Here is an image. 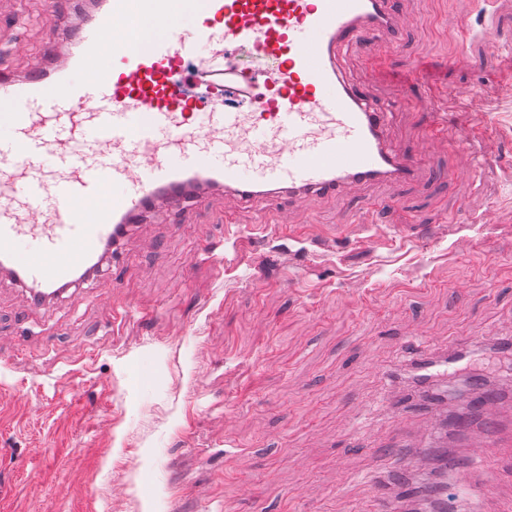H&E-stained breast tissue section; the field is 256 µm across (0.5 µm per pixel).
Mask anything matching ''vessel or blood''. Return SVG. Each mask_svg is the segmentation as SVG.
<instances>
[{
    "mask_svg": "<svg viewBox=\"0 0 512 512\" xmlns=\"http://www.w3.org/2000/svg\"><path fill=\"white\" fill-rule=\"evenodd\" d=\"M394 0H99L54 37L61 57L0 76V277L41 307L80 298L117 270L149 206L179 213L187 196L263 200L287 229L310 194L353 196L405 182L415 156L386 137L390 105L366 82L394 47ZM136 39L116 42L118 29ZM381 40L355 82L343 53ZM461 149L459 172L483 157ZM429 383L460 353H409ZM472 448L451 480L462 499L497 493L481 472L512 447V424L464 418Z\"/></svg>",
    "mask_w": 512,
    "mask_h": 512,
    "instance_id": "1",
    "label": "vessel or blood"
}]
</instances>
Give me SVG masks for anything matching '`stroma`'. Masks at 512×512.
<instances>
[{
	"mask_svg": "<svg viewBox=\"0 0 512 512\" xmlns=\"http://www.w3.org/2000/svg\"><path fill=\"white\" fill-rule=\"evenodd\" d=\"M398 7L368 93L393 106L388 138L426 179L308 198L291 214L303 239L259 236L276 221L264 201L158 209L134 227L119 287L83 301L36 308L0 280V512H370L374 477L396 501L425 482L346 432L386 428V399L422 407L409 375L390 380L409 337H512V0ZM68 21L53 0H0V69L27 70ZM458 89L456 112L425 103ZM485 121L486 162L452 176ZM219 238L233 263L202 259ZM122 301L133 316H114ZM483 380L512 385L470 366L449 375L448 403Z\"/></svg>",
	"mask_w": 512,
	"mask_h": 512,
	"instance_id": "stroma-1",
	"label": "stroma"
}]
</instances>
